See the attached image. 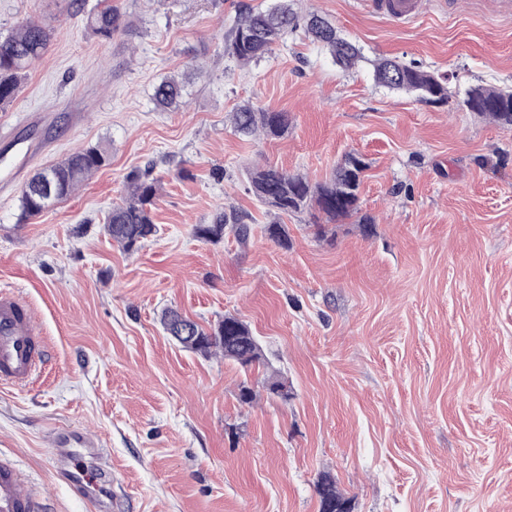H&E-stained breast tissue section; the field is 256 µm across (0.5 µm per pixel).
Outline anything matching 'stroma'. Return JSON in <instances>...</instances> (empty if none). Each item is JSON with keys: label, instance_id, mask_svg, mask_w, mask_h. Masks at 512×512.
Here are the masks:
<instances>
[{"label": "stroma", "instance_id": "35a3bbf8", "mask_svg": "<svg viewBox=\"0 0 512 512\" xmlns=\"http://www.w3.org/2000/svg\"><path fill=\"white\" fill-rule=\"evenodd\" d=\"M275 2L121 0L137 35L102 42L86 18L104 0L79 13L0 0V32L54 28L0 109V290L33 312L45 350L31 386H0V460L46 491L45 512H99L51 465L60 426L107 448L108 512H320L325 473L351 512H512V131L458 105L471 86H512V13L422 0L403 24L371 0H291L362 61L342 69L301 32L257 64L225 55L239 5ZM383 57L447 77V104L375 83ZM194 61L179 106L156 108L155 85ZM246 103L293 123L275 139L237 134ZM98 145L107 166L19 223L37 171ZM350 154L367 163L357 217L318 229L247 190L253 166L317 185ZM145 169L158 232L129 254L105 217ZM230 207L253 227L247 244L195 237ZM273 222L287 245L264 233ZM167 307L245 321L265 368L183 349L159 322ZM272 372L289 400L239 405L238 384Z\"/></svg>", "mask_w": 512, "mask_h": 512}]
</instances>
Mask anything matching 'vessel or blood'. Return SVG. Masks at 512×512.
Masks as SVG:
<instances>
[{
	"instance_id": "vessel-or-blood-1",
	"label": "vessel or blood",
	"mask_w": 512,
	"mask_h": 512,
	"mask_svg": "<svg viewBox=\"0 0 512 512\" xmlns=\"http://www.w3.org/2000/svg\"><path fill=\"white\" fill-rule=\"evenodd\" d=\"M421 0H380L387 15L408 21L420 9ZM44 363V350L36 321L23 300L15 293L0 290V384L15 388L27 386ZM89 454L104 456L89 433L72 430L58 433L52 460L57 472L80 493H90L96 481L89 469L78 467L76 459ZM0 512H44L41 492L25 486L20 473L0 464Z\"/></svg>"
}]
</instances>
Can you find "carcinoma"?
I'll list each match as a JSON object with an SVG mask.
<instances>
[{"instance_id": "carcinoma-1", "label": "carcinoma", "mask_w": 512, "mask_h": 512, "mask_svg": "<svg viewBox=\"0 0 512 512\" xmlns=\"http://www.w3.org/2000/svg\"><path fill=\"white\" fill-rule=\"evenodd\" d=\"M87 27L101 40L129 35L132 28L118 2L106 5L87 17ZM303 29L313 40L327 48L332 57L350 68L361 59L360 49L337 35L336 29L317 13L301 16L289 4L279 3L267 9L244 6L226 36V48L243 65L260 61L271 54L274 46L289 33ZM52 28L45 22L26 21L6 35H0V108L8 106L27 75L29 67L48 50ZM377 83L416 95L419 100L448 102V87L436 76L416 65L383 58L374 64ZM184 85L174 77L163 79L154 88L153 99L160 107H170L182 97ZM462 106L469 112L486 117L504 129L512 130V87L498 88L476 85L467 90ZM289 113L268 111L246 104L232 113V124L243 136L280 137L291 126ZM108 153L99 147H88L67 155L60 162L36 172L22 191L19 221L26 222L41 214L55 202L69 197L93 173L106 165ZM367 164L351 155L338 166L331 179L315 187L300 175H290L276 167L256 166L248 171L249 191L264 205L279 214L308 213L326 221L347 218L357 213L359 188ZM128 193L122 203L112 207L105 230L123 251L135 252L141 243L156 233L152 207L157 195V179L149 171L126 176ZM245 244L251 234L250 225L235 209L220 212L213 223L195 226L196 237L210 242L224 239L225 231ZM160 323L165 333L176 337L181 347L205 356L219 355L244 371L262 364L263 354L258 339L249 326L234 316H226L215 327L205 328L175 308L161 312ZM268 397L288 400V384L277 374L264 379ZM321 500L340 505L345 501L336 481L324 477L317 485Z\"/></svg>"}]
</instances>
